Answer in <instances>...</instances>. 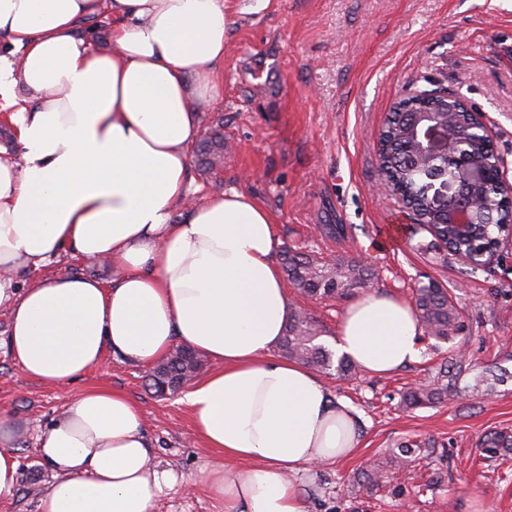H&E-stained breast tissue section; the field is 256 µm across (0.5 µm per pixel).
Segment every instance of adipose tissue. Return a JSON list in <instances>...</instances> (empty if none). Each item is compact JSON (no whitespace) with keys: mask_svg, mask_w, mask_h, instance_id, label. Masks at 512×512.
Segmentation results:
<instances>
[{"mask_svg":"<svg viewBox=\"0 0 512 512\" xmlns=\"http://www.w3.org/2000/svg\"><path fill=\"white\" fill-rule=\"evenodd\" d=\"M272 6L0 0V33L17 53L0 55V98L21 152L0 157V350L49 384L82 378L108 353L150 366L177 344L200 352L214 368L183 401L220 457L201 482L224 512H306L296 473L358 446L352 407L272 354L293 312L272 212L234 189L188 201L200 106L223 93L224 47L238 19ZM104 8L112 39L97 50L74 31ZM68 252L110 263L111 283L61 272L19 288L21 270ZM419 331L410 303L373 291L345 309L335 348L387 375L419 360ZM17 431L0 419V500L19 482ZM37 443L53 474L39 512H150L175 481L118 390H82Z\"/></svg>","mask_w":512,"mask_h":512,"instance_id":"obj_1","label":"adipose tissue"}]
</instances>
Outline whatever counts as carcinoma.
<instances>
[{
    "instance_id": "cac0c4a2",
    "label": "carcinoma",
    "mask_w": 512,
    "mask_h": 512,
    "mask_svg": "<svg viewBox=\"0 0 512 512\" xmlns=\"http://www.w3.org/2000/svg\"><path fill=\"white\" fill-rule=\"evenodd\" d=\"M448 129L454 141L461 142L460 149L482 164L493 160L487 142L481 138L460 141L459 132L467 122L456 102L448 101ZM383 153L379 159V175L395 197L414 204L421 211L430 226L433 238L441 237L450 243H459L469 252H478L488 247L498 235L499 226L509 218V210L502 205L505 193L499 184L489 181L481 185L473 197L480 201L479 219L493 217V222L476 225L471 237L459 238L453 225L440 213L423 208L429 187L432 184V168L419 159L413 149V136L406 122V115L393 109L391 118L383 133ZM224 152V139L215 132L200 141L198 157L200 164L207 168L217 164ZM280 263L292 283L301 294L310 297H343L370 287L374 274L366 264L355 259L338 258L332 263L319 262L309 255L284 248L279 253ZM415 308L420 327L430 338L446 343L463 329L460 312L448 289L430 281L415 292ZM318 332L309 317L301 311L292 314L288 320L285 336L281 343L282 352L291 360L309 368L327 373L336 370L341 378L350 376L354 365L345 358L333 359L325 346L316 343ZM203 367L196 352L179 346L173 348L165 358L155 364L146 375L150 390L158 396L171 394L186 382L195 378ZM463 368L462 357L454 355L451 361L443 363L429 381L411 386L403 395V402L410 408L425 407L441 402L454 394V381ZM483 451L490 456L512 454V433L496 432L482 443ZM382 471L377 469L366 480L355 479V494L369 496L379 488Z\"/></svg>"
}]
</instances>
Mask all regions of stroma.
<instances>
[{
    "label": "stroma",
    "mask_w": 512,
    "mask_h": 512,
    "mask_svg": "<svg viewBox=\"0 0 512 512\" xmlns=\"http://www.w3.org/2000/svg\"><path fill=\"white\" fill-rule=\"evenodd\" d=\"M220 74L224 93L204 114L221 127L224 158L209 172L191 158V201L231 188L249 193L273 213L281 245L324 261L365 259L376 271L374 290L408 302L415 288L437 281L464 323L452 341L421 339L420 359L392 374L321 375L332 399L357 410L359 446L348 459L299 474L307 512H512V456L481 447L490 432L512 430V257L467 274L382 188L376 148L394 103L437 85L487 115L496 150L512 167V0H275L260 19L235 26ZM336 224L343 236L329 234ZM62 270L106 282L113 275L111 265L65 255L18 281ZM288 296L319 327V343L332 346L348 299L293 288ZM455 350L465 355L457 395L433 407L403 406L402 392ZM146 373L108 355L79 381L44 384L0 351V418L24 428L20 482L0 512H37L50 474L36 438L92 387L121 390L137 404L156 461L177 478L152 512H219L197 479L216 452L195 437L181 394L155 396ZM407 440L425 447L393 462ZM378 463L380 489L352 498L351 477Z\"/></svg>",
    "instance_id": "stroma-1"
}]
</instances>
